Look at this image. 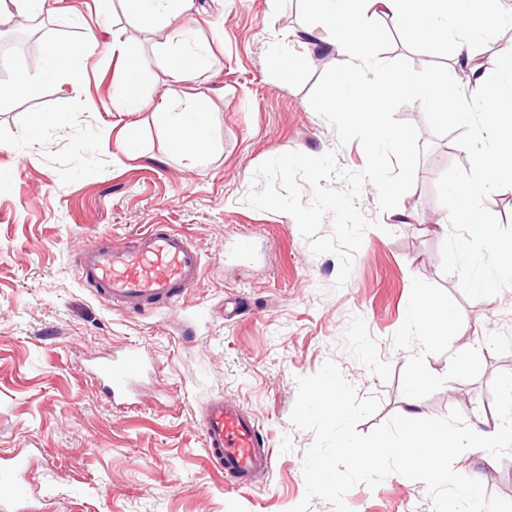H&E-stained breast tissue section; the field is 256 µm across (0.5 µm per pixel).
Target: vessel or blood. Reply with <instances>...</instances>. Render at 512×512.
Masks as SVG:
<instances>
[{"mask_svg":"<svg viewBox=\"0 0 512 512\" xmlns=\"http://www.w3.org/2000/svg\"><path fill=\"white\" fill-rule=\"evenodd\" d=\"M77 268L113 310L138 314L155 304L177 305L200 281L203 260L186 236L152 226L131 240L85 249ZM152 366L149 350L139 345L88 361L106 397L121 403L135 396L138 378ZM201 429L211 462L230 477L251 481L268 472L273 451L240 403L213 395L202 408ZM24 466L19 456L0 461V512H30L29 492L20 480Z\"/></svg>","mask_w":512,"mask_h":512,"instance_id":"obj_1","label":"vessel or blood"}]
</instances>
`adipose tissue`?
I'll list each match as a JSON object with an SVG mask.
<instances>
[{
    "label": "adipose tissue",
    "instance_id": "adipose-tissue-1",
    "mask_svg": "<svg viewBox=\"0 0 512 512\" xmlns=\"http://www.w3.org/2000/svg\"><path fill=\"white\" fill-rule=\"evenodd\" d=\"M129 19L148 27L165 17L176 18L188 13L193 0H124ZM307 10L323 22L324 39L336 54L355 61L359 72L355 83L339 84L329 105L344 120L364 121L367 144L377 149L385 143L396 146L405 140L403 132L387 122L390 93L416 99L430 118L442 122L447 117L467 122L473 113H481L479 139L464 145L467 161L477 171L471 182L452 187L454 196L472 199L480 195L504 173L500 150L507 134L512 133V114L503 112L500 93L494 92L495 78L483 73L472 82L477 96L466 97L452 88L451 73H438L426 84L405 69L390 73L386 84L369 78L365 70L374 58L372 49L380 39V30L370 23L373 15H383L397 29L406 31L416 42H435L455 35V59L469 58L475 30H493L500 22L493 0H305ZM166 99L157 104L153 116L166 134L171 151L204 161L212 151L209 117L212 101L201 95L188 99L182 109L171 106L177 98L174 87L165 92Z\"/></svg>",
    "mask_w": 512,
    "mask_h": 512
}]
</instances>
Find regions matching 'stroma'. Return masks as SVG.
Wrapping results in <instances>:
<instances>
[{
  "mask_svg": "<svg viewBox=\"0 0 512 512\" xmlns=\"http://www.w3.org/2000/svg\"><path fill=\"white\" fill-rule=\"evenodd\" d=\"M48 7L41 27L22 16L0 27V458L25 454L37 512H290L305 495L301 458L313 440L290 423L296 379L329 361L359 396L379 400L359 432L407 414L411 398L421 418L457 409L471 427L492 422L483 399L498 372L512 371V273L499 271L494 246L512 241V184L483 194L486 234L434 225L457 206L450 186L476 177L461 153L472 124L433 122L413 103L397 110L423 149L415 182L402 190L408 217L392 221L364 186L357 204L381 226L365 231L339 288L337 255L313 254L292 218L245 201L258 166L286 152L333 149L352 171L366 163L362 145L337 146L309 103L342 58L313 45L320 24L301 0H195L190 13L150 31L130 24L121 0L107 13L96 0ZM494 7L502 24L473 48L489 70L512 42V0ZM374 23L384 35L373 79L406 68L426 82L452 67L455 90L472 94L450 44H419L385 18ZM180 30L188 47L207 49L203 70L179 85L214 103V150L200 165L170 153L152 117L168 82L165 42ZM116 32L129 55L151 64L135 112L112 54ZM90 39L92 53H75ZM51 43L73 49L72 74L45 78L38 97L17 94ZM309 46L307 70L272 78L275 54ZM129 124L139 133L133 147ZM151 224L192 239L202 277L176 308L113 311L80 281L75 256L98 236ZM241 235L252 243L246 258L233 244ZM462 236L471 245L460 252ZM418 287L452 312L443 335L423 339ZM131 344L147 346L155 369L138 382L139 402L116 407L85 365ZM219 392L254 414L273 450L258 484L231 482L209 461L198 408ZM454 468L481 472L488 494L512 500V455L498 461L470 449ZM345 503L351 512H432L423 483L397 473L373 489L356 486Z\"/></svg>",
  "mask_w": 512,
  "mask_h": 512,
  "instance_id": "35a3bbf8",
  "label": "stroma"
}]
</instances>
